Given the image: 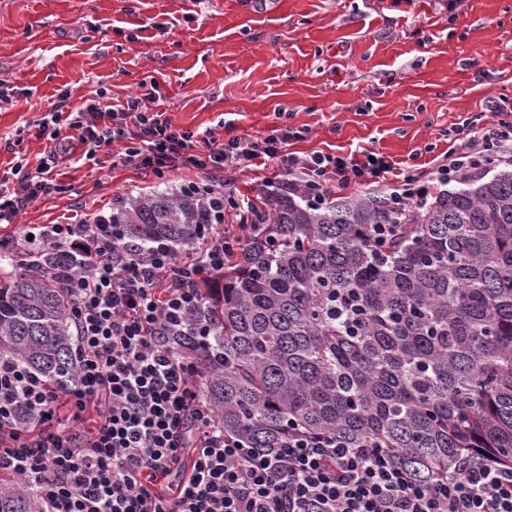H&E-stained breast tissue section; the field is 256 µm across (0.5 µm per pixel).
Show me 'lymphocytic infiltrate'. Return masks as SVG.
<instances>
[{"label":"lymphocytic infiltrate","instance_id":"obj_1","mask_svg":"<svg viewBox=\"0 0 512 512\" xmlns=\"http://www.w3.org/2000/svg\"><path fill=\"white\" fill-rule=\"evenodd\" d=\"M104 90L69 108L60 92L40 122L53 146L35 171L12 168L0 182V224L14 223L35 200L67 192L50 179L58 155L78 142L92 166L134 167L156 176L176 169L209 173L272 166L288 175V189L320 204L333 190L385 182L394 170L384 156L298 154V139L284 125L259 136L218 140L196 136L166 118L157 88L109 104ZM492 119L463 122L449 133L445 160L430 182L412 177L391 185V195L414 204L433 188L483 172L491 157L512 159V121L504 101H490ZM45 242L76 264L67 273L73 302L80 383L66 393L48 389L32 373L0 361V472L27 484L46 512H512V466L478 457L459 473L422 481L375 444L295 435L284 448L244 447L226 434L199 397L200 372L173 347L159 343L162 321L197 301L195 284L223 270L241 236L228 233L190 260L173 265L160 243L149 253L124 250L119 227L83 218L45 224ZM128 270L115 284L118 270ZM168 279H160V272ZM34 414L19 429L15 407ZM83 423L79 434L70 426ZM181 472L169 495L158 485Z\"/></svg>","mask_w":512,"mask_h":512}]
</instances>
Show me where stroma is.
Here are the masks:
<instances>
[{"mask_svg": "<svg viewBox=\"0 0 512 512\" xmlns=\"http://www.w3.org/2000/svg\"><path fill=\"white\" fill-rule=\"evenodd\" d=\"M143 83L177 128L228 138L287 124L301 132L293 151L368 148L425 181L449 130L512 99V0H0V179L15 158L33 169L48 153L38 122L61 91L74 108L100 88L126 101ZM81 153L71 144L59 162L70 191L33 202L0 237L203 178L94 170ZM214 179L257 203L287 176Z\"/></svg>", "mask_w": 512, "mask_h": 512, "instance_id": "35a3bbf8", "label": "stroma"}]
</instances>
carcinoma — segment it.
<instances>
[{"mask_svg":"<svg viewBox=\"0 0 512 512\" xmlns=\"http://www.w3.org/2000/svg\"><path fill=\"white\" fill-rule=\"evenodd\" d=\"M250 214L237 259L157 331L199 366L224 432L249 448L302 432L371 439L423 479L478 451L512 465V170L420 205L274 192ZM105 216L141 253L193 246L221 220L212 195L183 188L119 197ZM381 224L410 229L381 249ZM74 264L42 241L0 246V359L60 393L78 384L62 285ZM44 509L31 489L0 487V512Z\"/></svg>","mask_w":512,"mask_h":512,"instance_id":"cac0c4a2","label":"carcinoma"}]
</instances>
